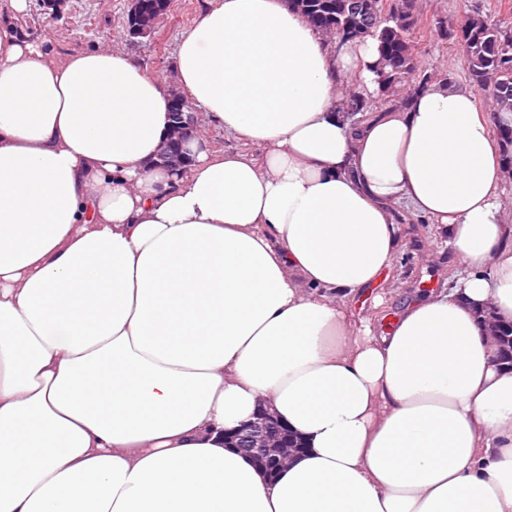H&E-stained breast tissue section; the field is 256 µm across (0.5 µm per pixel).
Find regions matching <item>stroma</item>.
<instances>
[{"label":"stroma","instance_id":"35a3bbf8","mask_svg":"<svg viewBox=\"0 0 512 512\" xmlns=\"http://www.w3.org/2000/svg\"><path fill=\"white\" fill-rule=\"evenodd\" d=\"M18 25L30 39L46 42L55 54L111 46L130 54L149 72L172 76L180 33L191 26L204 0H169V7L150 35L129 40L125 20L130 0H62L49 8L46 0H27ZM499 0H417L423 14L440 15L449 25H457L473 12L498 17ZM420 71L446 73L458 86L469 84L467 69L455 38L432 28L422 33L415 46ZM398 249L392 270L365 294L350 297L348 309L358 316L388 315L410 300L429 297L447 287L449 268L458 266L455 253L434 237L428 222L420 217L396 225Z\"/></svg>","mask_w":512,"mask_h":512}]
</instances>
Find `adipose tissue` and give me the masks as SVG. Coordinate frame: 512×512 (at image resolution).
<instances>
[{"instance_id":"obj_1","label":"adipose tissue","mask_w":512,"mask_h":512,"mask_svg":"<svg viewBox=\"0 0 512 512\" xmlns=\"http://www.w3.org/2000/svg\"><path fill=\"white\" fill-rule=\"evenodd\" d=\"M378 62L289 0H207L170 81L0 22V512H512L493 121L436 81L352 125ZM177 89L261 155L195 140L173 174ZM399 208L460 268L379 331L344 303ZM261 403L304 445L272 476L224 440ZM483 316L485 318L486 332L489 338L495 344H499L501 360L505 361L504 363H508V365L512 368V330L510 332L506 330L503 335H501L502 337L499 342V324L497 321L486 320L487 318L493 319L494 315L489 312H485Z\"/></svg>"}]
</instances>
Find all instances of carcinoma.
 Listing matches in <instances>:
<instances>
[{
	"label": "carcinoma",
	"mask_w": 512,
	"mask_h": 512,
	"mask_svg": "<svg viewBox=\"0 0 512 512\" xmlns=\"http://www.w3.org/2000/svg\"><path fill=\"white\" fill-rule=\"evenodd\" d=\"M356 0H294L293 5L315 27L329 32L374 31L379 40L377 75L380 93L389 101L400 83L415 72L414 35L426 27L443 28V20L421 14L414 0H379L376 19L353 10ZM458 41L472 85L486 91L495 112L512 113V25L480 14L467 17ZM495 139L505 166L512 171V127H495Z\"/></svg>",
	"instance_id": "carcinoma-1"
}]
</instances>
